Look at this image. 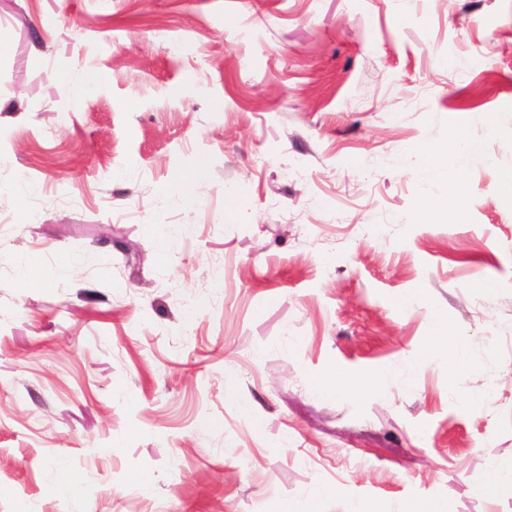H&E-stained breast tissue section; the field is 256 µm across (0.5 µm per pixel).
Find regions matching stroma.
Segmentation results:
<instances>
[{"instance_id":"35a3bbf8","label":"stroma","mask_w":512,"mask_h":512,"mask_svg":"<svg viewBox=\"0 0 512 512\" xmlns=\"http://www.w3.org/2000/svg\"><path fill=\"white\" fill-rule=\"evenodd\" d=\"M0 39V512H512V0H0Z\"/></svg>"}]
</instances>
